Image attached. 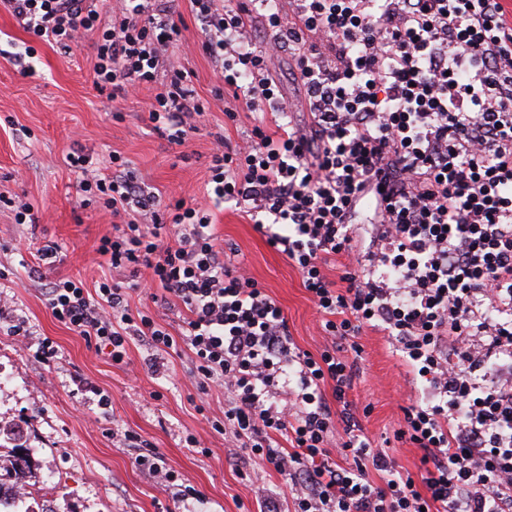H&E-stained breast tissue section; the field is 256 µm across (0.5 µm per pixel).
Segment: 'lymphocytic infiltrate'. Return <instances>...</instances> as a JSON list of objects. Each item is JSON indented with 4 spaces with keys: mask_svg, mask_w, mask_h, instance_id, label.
<instances>
[{
    "mask_svg": "<svg viewBox=\"0 0 512 512\" xmlns=\"http://www.w3.org/2000/svg\"><path fill=\"white\" fill-rule=\"evenodd\" d=\"M224 80V115L252 118L214 138L208 205L162 204L129 164L110 173L75 151L87 202L112 213L97 248L111 278L88 291L50 281L53 317L126 357L129 337L184 342L201 384L224 387L211 422L229 452L283 475L294 512H512V13L505 0H188ZM28 34L63 51L86 39L109 99L156 90L149 119L186 141L206 110L191 74L165 70L185 28L176 0H0ZM265 23L257 39L253 16ZM289 51L304 94L282 97L269 59ZM305 113L297 123L296 113ZM265 228L299 271L326 335L388 336L418 396L396 441L420 448L399 470L354 419L356 362L294 346L279 303L233 263L209 205ZM368 210V246L356 218ZM175 231V245L162 235ZM340 260L331 280L325 265ZM186 311L181 338L129 291ZM378 480H370V472Z\"/></svg>",
    "mask_w": 512,
    "mask_h": 512,
    "instance_id": "1",
    "label": "lymphocytic infiltrate"
}]
</instances>
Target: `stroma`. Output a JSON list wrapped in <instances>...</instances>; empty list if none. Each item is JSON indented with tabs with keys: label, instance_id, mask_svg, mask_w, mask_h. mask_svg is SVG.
<instances>
[{
	"label": "stroma",
	"instance_id": "35a3bbf8",
	"mask_svg": "<svg viewBox=\"0 0 512 512\" xmlns=\"http://www.w3.org/2000/svg\"><path fill=\"white\" fill-rule=\"evenodd\" d=\"M184 21L166 66L193 71L192 85L209 110L195 118V131L178 146L148 119L152 87L108 100L93 83L89 46L66 53L33 40L0 6V46L34 49L25 74L0 57V192L24 198L36 216L35 223L19 224L10 209H0V295L9 299L0 306V372L11 379L0 387V425L25 430L21 442L37 465L26 502L31 512L47 493L52 512H259L271 500L281 512L292 507L282 475L227 459L223 436L210 427L224 409V391L200 392L188 376L185 344L165 353L156 371L155 350L136 339L125 363L115 365L58 322L44 299L46 280H79L91 291L108 271L97 247L112 230V216L98 205L82 206L69 153L84 150L103 166L110 154H120L163 202L196 203L207 188L214 135L235 141L249 127L245 117L226 122L216 97L223 82L202 49L199 24L189 13ZM212 222L220 243L235 249L280 303L295 344L313 354L329 345L300 273L267 244L264 232L229 208L213 210ZM47 243L58 245L59 260L43 277L35 266L38 248ZM16 325L22 335L12 334ZM48 342L55 355L47 360L42 350ZM356 342L343 353L360 366L351 398L363 413L361 422L375 443H386L399 467L417 472L419 450L392 439L402 418L399 406L410 392L402 361L387 337L370 329ZM103 393L109 404H100ZM128 433L150 444L175 475L173 484L157 483L138 465V449L124 441ZM190 435L199 447L187 443ZM189 486L203 500L181 497Z\"/></svg>",
	"mask_w": 512,
	"mask_h": 512
}]
</instances>
